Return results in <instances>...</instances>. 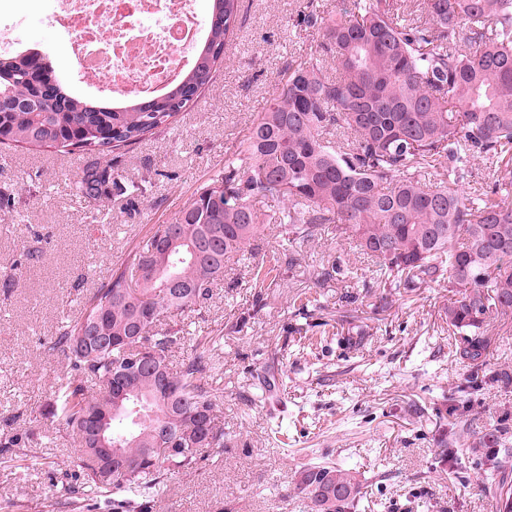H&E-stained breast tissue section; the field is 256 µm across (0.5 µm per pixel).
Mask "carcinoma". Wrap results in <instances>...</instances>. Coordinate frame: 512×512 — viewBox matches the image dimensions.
<instances>
[{"label": "carcinoma", "mask_w": 512, "mask_h": 512, "mask_svg": "<svg viewBox=\"0 0 512 512\" xmlns=\"http://www.w3.org/2000/svg\"><path fill=\"white\" fill-rule=\"evenodd\" d=\"M413 5L418 17L407 20L388 0H340L334 11L305 0L297 25L319 34L315 52L288 66L224 169L62 326L53 348L69 378L45 418L78 443L69 466L80 482L69 494L130 492L117 507L142 512L167 475L224 447L207 381L220 340H198L175 371L169 356L187 332L158 322L203 308L225 262L257 236L258 202L280 203L268 222L282 228L288 266L295 245L332 229L354 238L387 288L448 285L456 355L479 379L488 319L512 315V0ZM241 11V0H211L192 67L164 93L119 106L66 91L36 48L0 57V146L93 156L76 191L89 199L127 192L113 154L195 104L224 62ZM477 159L497 162V174L466 197ZM96 418L109 419L106 442L122 448L127 464L104 459ZM506 435L503 426L483 436L480 465L495 512H512V448L499 447ZM28 445L4 423L0 456ZM296 489L311 512H352L362 485L352 469L324 463L303 467Z\"/></svg>", "instance_id": "carcinoma-1"}]
</instances>
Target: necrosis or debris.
I'll use <instances>...</instances> for the list:
<instances>
[{
	"label": "necrosis or debris",
	"instance_id": "necrosis-or-debris-1",
	"mask_svg": "<svg viewBox=\"0 0 512 512\" xmlns=\"http://www.w3.org/2000/svg\"><path fill=\"white\" fill-rule=\"evenodd\" d=\"M48 20L70 34L68 51L84 76L116 100L167 89L205 33L196 0H54Z\"/></svg>",
	"mask_w": 512,
	"mask_h": 512
}]
</instances>
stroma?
<instances>
[{"label": "stroma", "mask_w": 512, "mask_h": 512, "mask_svg": "<svg viewBox=\"0 0 512 512\" xmlns=\"http://www.w3.org/2000/svg\"><path fill=\"white\" fill-rule=\"evenodd\" d=\"M301 0H243L241 24L212 85L170 128L122 150L126 182L150 180L140 198L99 202L74 184L92 161L50 148L0 153V423L30 433L34 457L0 462V512H116L111 497L67 502L60 480L74 451L42 412L68 375L52 348L63 322L158 224L175 220L224 167L288 64L318 38L293 27ZM22 18L16 36L42 51L75 87L68 36L47 21L52 0H7ZM275 225L224 267L201 312L184 317L187 342L217 336L209 378L218 388L224 450L172 475L149 512H307L296 495L302 466L330 461L356 469L357 512H494L475 450L489 430L512 428V383L471 387L453 351L460 338L444 315L447 289L434 283L384 288L353 242L328 235L298 246L255 302V267L280 248ZM341 265L343 275L321 278ZM466 428L458 467L440 440Z\"/></svg>", "instance_id": "obj_1"}]
</instances>
